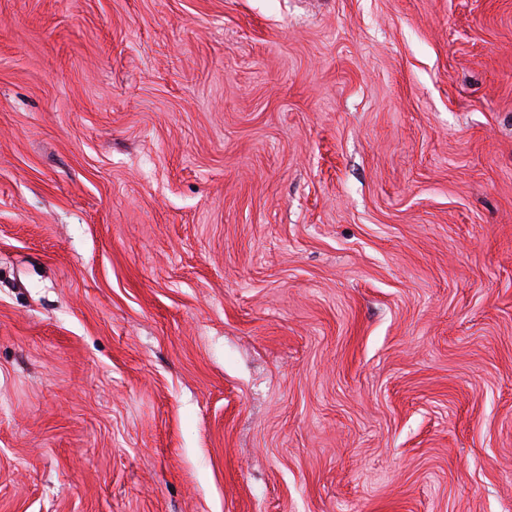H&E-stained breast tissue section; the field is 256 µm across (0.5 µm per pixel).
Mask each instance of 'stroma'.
<instances>
[{"label": "stroma", "instance_id": "stroma-1", "mask_svg": "<svg viewBox=\"0 0 512 512\" xmlns=\"http://www.w3.org/2000/svg\"><path fill=\"white\" fill-rule=\"evenodd\" d=\"M0 512H512V0H0Z\"/></svg>", "mask_w": 512, "mask_h": 512}]
</instances>
